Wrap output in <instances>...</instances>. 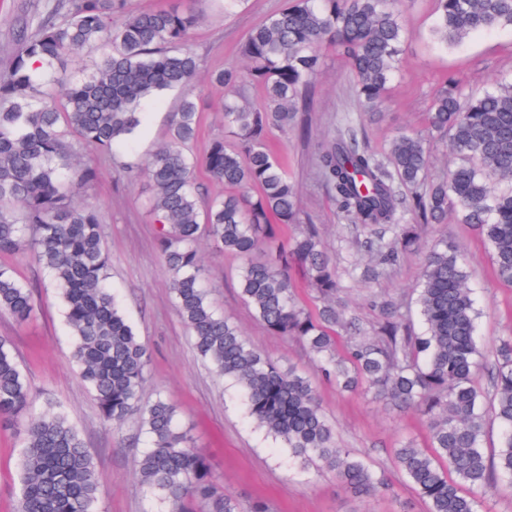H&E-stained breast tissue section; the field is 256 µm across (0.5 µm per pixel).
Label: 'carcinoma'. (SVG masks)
<instances>
[{"instance_id":"obj_1","label":"carcinoma","mask_w":512,"mask_h":512,"mask_svg":"<svg viewBox=\"0 0 512 512\" xmlns=\"http://www.w3.org/2000/svg\"><path fill=\"white\" fill-rule=\"evenodd\" d=\"M414 0H289L264 18L243 43L246 65L211 73L224 88V136L194 157L199 113L192 89L200 63L186 43L201 14L175 5L130 12L126 0H47L0 68V257L26 254L57 290L72 342V359L103 421L121 426L138 418L146 450L136 473L163 512H270L260 498L223 489L203 449L162 397L146 402L143 384L151 356L121 308L109 280L110 257L97 209L77 202L98 180L84 150L112 153L142 124L143 102L169 90L181 95L167 140L146 167L126 177L150 186L145 206L157 224L159 251L172 279L175 309L197 355L237 389L247 417L307 472L327 470L356 497L389 491L384 471L336 444L322 409L317 379L342 393L418 411L428 443L412 441L393 460L426 512H485L494 489L512 487V335L495 350L491 391L474 384L483 353L479 316L462 246L448 239L424 245L407 213L423 224H444L448 206L490 245L496 279L512 286V76L472 92L452 80L432 99L428 131L450 133L460 160L429 179L426 136L401 133L380 154L359 140L357 121L342 116L316 157L322 184L353 229L392 232L361 246L378 277L400 255L424 251L416 306L377 300L381 320L369 334L345 317L336 265L319 228L307 224L282 241L276 225L298 217L295 185L267 147L270 132H286L306 110L328 42L357 79V94L373 109L400 70ZM512 27V0H436L431 40L448 46L474 33ZM98 52L93 71L75 78L68 62ZM264 91L256 107L235 95L242 84ZM227 192L205 201L197 166ZM208 239L237 257L239 296L268 331L298 341L316 363L318 378L284 368L254 348L219 313L207 285L199 243ZM300 274L314 307L295 294ZM32 289L0 262V314L19 324L37 315ZM497 443L484 445L489 421ZM0 429L21 436L15 512H95L104 476L64 409L33 410L28 382L11 342L0 337Z\"/></svg>"}]
</instances>
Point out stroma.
I'll use <instances>...</instances> for the list:
<instances>
[{
	"mask_svg": "<svg viewBox=\"0 0 512 512\" xmlns=\"http://www.w3.org/2000/svg\"><path fill=\"white\" fill-rule=\"evenodd\" d=\"M285 4L286 0H239L228 9L222 0H204L202 21L190 41L200 59L196 88L201 112L199 136L189 147L191 153H200L214 134L224 130V90L211 84V72L241 63L240 48L247 33ZM434 19V0H417L407 18L411 39L401 74L373 110L362 108L356 98V77L348 65L335 49L322 47V78L309 94L305 135L276 131L269 136L297 187L301 223L320 227L325 249L336 262L349 313L367 328L379 319L375 297L414 302L413 288L423 256L401 255L392 271L370 279L366 270L372 265L371 257L352 244L335 199L318 177L316 154L342 113H356L362 142L383 153L397 134L425 131L431 99L446 81L454 79L480 90L497 76L512 73V28L473 36L446 49L429 39ZM179 105L180 96L175 92L146 103L142 131L120 159L95 154L100 175L81 196L82 203L97 208L103 216L112 285L151 353L144 400L161 395L171 402L181 425L210 457L225 490L242 497H263L271 512H425L424 504L392 462L393 450L400 442L426 443V428L417 414L321 386L322 406L336 426L338 446L366 455L376 467L384 468L390 484L385 496L356 500L345 493L333 473L299 472L287 454L272 452L269 441L246 419L238 394L197 357L173 304L170 276L156 243V226L144 209L148 184L127 181L118 168L122 160H148L163 142ZM424 234L461 243L480 312L477 336L484 352L492 353L501 337L512 335V287L495 279L487 244L475 226L458 223L456 214H449L447 223L430 226ZM200 251L215 286L213 301L219 312L237 322L258 349L282 365L312 374V363L303 348L268 332L241 301L238 259L206 240L201 241ZM11 262L19 278L33 286L39 313L26 325L0 315V336L12 343L35 410L50 402L64 404L105 478L97 512H158V503L135 472V457L143 447L136 420L128 419L116 429L104 424L75 373L61 309L46 274L28 256L12 257ZM16 450V436L0 430V512L15 510Z\"/></svg>",
	"mask_w": 512,
	"mask_h": 512,
	"instance_id": "obj_1",
	"label": "stroma"
}]
</instances>
